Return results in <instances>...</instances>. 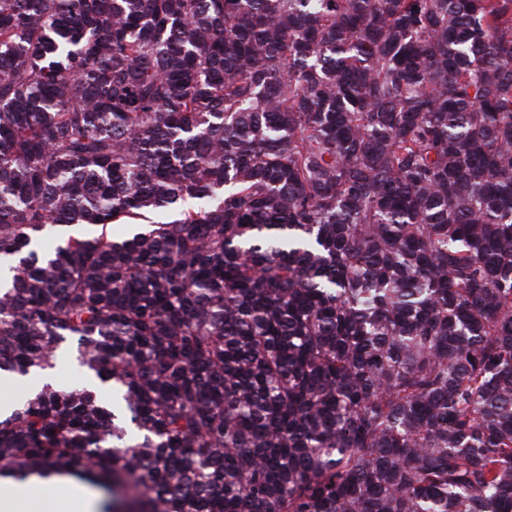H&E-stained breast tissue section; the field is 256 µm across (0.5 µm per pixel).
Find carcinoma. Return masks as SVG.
Returning <instances> with one entry per match:
<instances>
[{
  "instance_id": "1",
  "label": "carcinoma",
  "mask_w": 512,
  "mask_h": 512,
  "mask_svg": "<svg viewBox=\"0 0 512 512\" xmlns=\"http://www.w3.org/2000/svg\"><path fill=\"white\" fill-rule=\"evenodd\" d=\"M68 339L14 479L512 512V0H0V371ZM58 353L54 368L57 376L56 384L62 387H70L77 382L80 374H83L82 368L79 367L76 360V349L65 346L58 350ZM56 376L52 374L51 378L56 381Z\"/></svg>"
}]
</instances>
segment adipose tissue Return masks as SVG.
Instances as JSON below:
<instances>
[{
  "label": "adipose tissue",
  "mask_w": 512,
  "mask_h": 512,
  "mask_svg": "<svg viewBox=\"0 0 512 512\" xmlns=\"http://www.w3.org/2000/svg\"><path fill=\"white\" fill-rule=\"evenodd\" d=\"M62 485L63 496L52 495L55 485ZM94 499L84 485L58 477H30L19 481L0 478V512H93Z\"/></svg>",
  "instance_id": "adipose-tissue-1"
}]
</instances>
